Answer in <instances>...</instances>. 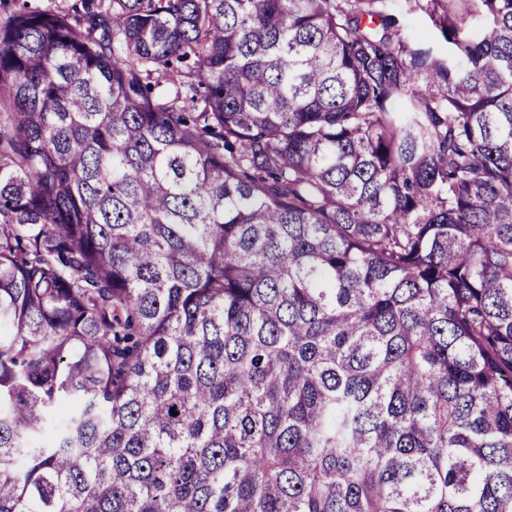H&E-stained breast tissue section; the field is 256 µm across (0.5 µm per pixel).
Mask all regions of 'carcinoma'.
I'll list each match as a JSON object with an SVG mask.
<instances>
[{"label":"carcinoma","instance_id":"obj_1","mask_svg":"<svg viewBox=\"0 0 512 512\" xmlns=\"http://www.w3.org/2000/svg\"><path fill=\"white\" fill-rule=\"evenodd\" d=\"M0 512H512V0H0Z\"/></svg>","mask_w":512,"mask_h":512}]
</instances>
